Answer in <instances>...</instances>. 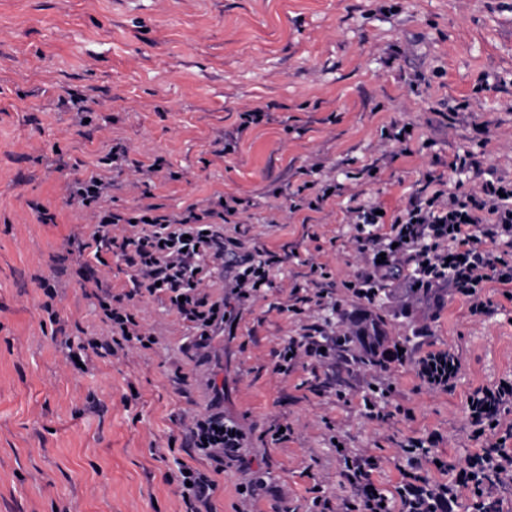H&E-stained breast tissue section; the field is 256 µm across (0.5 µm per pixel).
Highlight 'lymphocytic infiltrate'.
I'll use <instances>...</instances> for the list:
<instances>
[{
    "instance_id": "1",
    "label": "lymphocytic infiltrate",
    "mask_w": 512,
    "mask_h": 512,
    "mask_svg": "<svg viewBox=\"0 0 512 512\" xmlns=\"http://www.w3.org/2000/svg\"><path fill=\"white\" fill-rule=\"evenodd\" d=\"M356 213L358 223L370 227L358 243L374 258L370 270L359 277L357 294L362 298L372 299L373 286L403 267L413 291L448 286L466 298L476 314L487 307L481 291L488 280L512 284V184L501 178L486 180L477 198L452 193L441 207L431 198L417 200L384 236L371 230L377 222L375 210L360 206ZM223 217L222 211L193 205L175 218L141 214L131 220L106 209L95 210V225L87 237L77 238V250L100 264L105 253L123 256L135 270L132 295L166 298L183 320L192 323L196 331L192 346L204 356L213 336L224 327L226 307L249 300L269 282L267 271L256 276L243 272L234 275L227 297L214 300L204 291L202 284L211 267L224 264ZM117 225L124 228L119 237L112 234ZM485 239L501 245V252L483 249ZM93 293L112 336L107 341L90 338L79 344V351L102 349L116 356L130 346L155 344V336L133 314L113 306L112 294L101 282H94ZM335 348V337L325 335L318 325H306L303 336L290 340L279 352L276 369L288 372L303 356L324 361ZM460 368L458 357L445 351L428 352L414 363L416 377L439 390L451 387ZM212 393L205 412L192 417L186 436L191 448L211 461L213 471L206 474L185 462L177 464L180 494L188 512H202L208 506L218 487L216 477L225 469L243 471L250 466L244 433L224 417L223 389L213 388ZM468 411L473 436L481 446L468 455L464 472L457 478L439 481L426 476V468L435 467L437 461L430 453L435 445L431 436L403 444L401 479L391 491L377 488L373 481L379 466L376 457L343 448L338 452L339 476L351 493L337 506L330 497L315 496L311 512H455L466 488L472 492V512H500L499 499L488 489L512 486V448L507 445L512 424L504 425L502 420L512 412V380L475 389L468 399Z\"/></svg>"
}]
</instances>
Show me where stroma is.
I'll return each mask as SVG.
<instances>
[{
  "mask_svg": "<svg viewBox=\"0 0 512 512\" xmlns=\"http://www.w3.org/2000/svg\"><path fill=\"white\" fill-rule=\"evenodd\" d=\"M255 109L263 120L243 124ZM115 146L127 157L103 201L112 211L234 207L212 298L238 257L279 259L209 358L191 357L190 323L150 298L130 308L156 344L89 354L80 370L69 360L110 328L68 252L92 218L66 186ZM464 151L476 166L453 170ZM491 170L512 182V0H0V512H186L175 462L211 469L183 427L213 374L254 463L218 476L209 512H236L252 475L271 486L253 512H309L316 488L340 502L335 436L380 458L384 489L412 437L437 434L436 453L464 463L479 446L469 396L512 377V285L487 282L479 315L452 289L435 302L403 276L391 295L359 298L345 285L371 258L351 209L380 208L383 234L415 196L478 193ZM318 290L320 304L291 312L295 295ZM357 308L387 319L407 362L303 357L276 372L305 325L341 336L340 312ZM430 350L460 358L454 388L416 379ZM373 383L390 391L382 421L363 407ZM282 424L290 435L273 442Z\"/></svg>",
  "mask_w": 512,
  "mask_h": 512,
  "instance_id": "stroma-1",
  "label": "stroma"
}]
</instances>
